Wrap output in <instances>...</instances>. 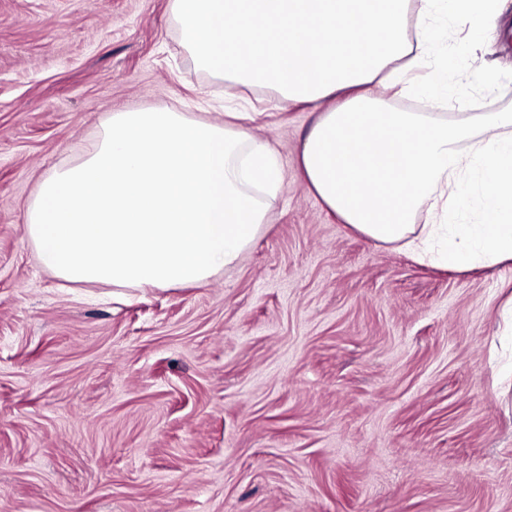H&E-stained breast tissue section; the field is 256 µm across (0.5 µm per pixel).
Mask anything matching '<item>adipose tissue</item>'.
<instances>
[{
  "label": "adipose tissue",
  "instance_id": "adipose-tissue-1",
  "mask_svg": "<svg viewBox=\"0 0 512 512\" xmlns=\"http://www.w3.org/2000/svg\"><path fill=\"white\" fill-rule=\"evenodd\" d=\"M497 0H170L182 41L214 77L283 99L340 103L301 146L311 191L371 240L452 269L512 260V113L441 116L448 69H424L428 24L485 27ZM426 97L389 109L374 87Z\"/></svg>",
  "mask_w": 512,
  "mask_h": 512
}]
</instances>
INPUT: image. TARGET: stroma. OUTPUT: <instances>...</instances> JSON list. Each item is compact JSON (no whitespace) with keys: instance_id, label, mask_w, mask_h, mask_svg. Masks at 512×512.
<instances>
[{"instance_id":"35a3bbf8","label":"stroma","mask_w":512,"mask_h":512,"mask_svg":"<svg viewBox=\"0 0 512 512\" xmlns=\"http://www.w3.org/2000/svg\"><path fill=\"white\" fill-rule=\"evenodd\" d=\"M433 63L512 112V0ZM249 114L283 173L238 263L171 287L64 282L25 234L39 185L116 112ZM314 115L199 69L168 0H0V512H512L495 384L512 261L420 264L331 215L297 163Z\"/></svg>"}]
</instances>
